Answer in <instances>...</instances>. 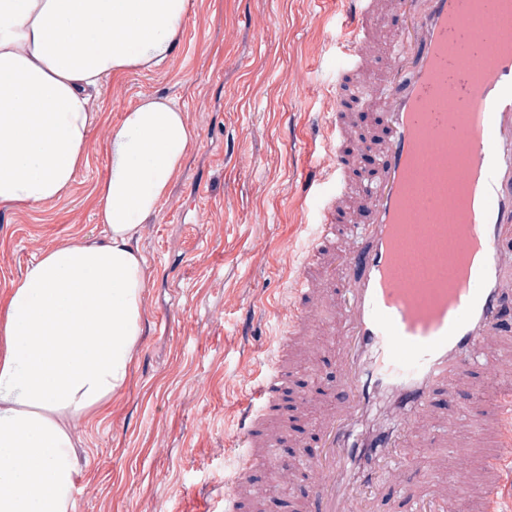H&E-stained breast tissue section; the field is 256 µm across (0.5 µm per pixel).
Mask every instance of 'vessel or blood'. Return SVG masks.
Returning <instances> with one entry per match:
<instances>
[{
    "label": "vessel or blood",
    "instance_id": "1",
    "mask_svg": "<svg viewBox=\"0 0 512 512\" xmlns=\"http://www.w3.org/2000/svg\"><path fill=\"white\" fill-rule=\"evenodd\" d=\"M344 3L336 94L360 77L380 133L365 138L333 106L328 149L306 184L325 200L288 272L277 359L239 409L235 445L247 460L224 509L262 499L250 468L294 441L279 402L289 348L313 357L332 336L338 376L315 447L274 464L283 487L308 475L301 512H372L384 488L408 512H455L474 482L477 512H496L501 464L512 461V389L502 386L512 378V0H393L396 46L382 67L377 0ZM348 141L376 163L356 183ZM461 143L459 180L418 167ZM471 405L478 435L465 444L457 433Z\"/></svg>",
    "mask_w": 512,
    "mask_h": 512
}]
</instances>
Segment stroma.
Segmentation results:
<instances>
[{"label": "stroma", "mask_w": 512, "mask_h": 512, "mask_svg": "<svg viewBox=\"0 0 512 512\" xmlns=\"http://www.w3.org/2000/svg\"><path fill=\"white\" fill-rule=\"evenodd\" d=\"M340 0H191L160 69L110 79L93 104L89 161L68 195L0 203V307L44 249L97 238L91 197L110 125L164 94L198 137L139 248L151 278L144 334L107 415L77 422L74 512H224L242 365L263 363L308 220L302 183L334 99Z\"/></svg>", "instance_id": "obj_1"}]
</instances>
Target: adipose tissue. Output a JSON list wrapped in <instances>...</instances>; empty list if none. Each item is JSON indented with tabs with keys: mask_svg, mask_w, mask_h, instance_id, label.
<instances>
[{
	"mask_svg": "<svg viewBox=\"0 0 512 512\" xmlns=\"http://www.w3.org/2000/svg\"><path fill=\"white\" fill-rule=\"evenodd\" d=\"M191 0H0V203L63 198L88 163L91 104L118 72L162 67ZM195 131L143 95L108 131L96 188L102 238L53 245L11 281L0 312V512H72L73 424L125 388L143 334L138 242Z\"/></svg>",
	"mask_w": 512,
	"mask_h": 512,
	"instance_id": "adipose-tissue-1",
	"label": "adipose tissue"
}]
</instances>
